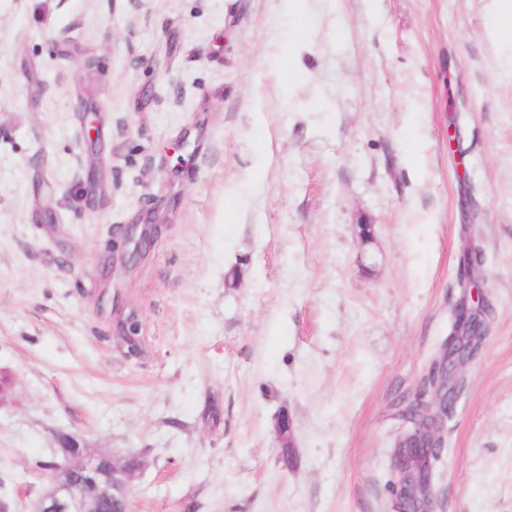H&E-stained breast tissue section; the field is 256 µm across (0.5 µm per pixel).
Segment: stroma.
Here are the masks:
<instances>
[{"label":"stroma","instance_id":"stroma-1","mask_svg":"<svg viewBox=\"0 0 512 512\" xmlns=\"http://www.w3.org/2000/svg\"><path fill=\"white\" fill-rule=\"evenodd\" d=\"M301 10L0 0L10 512H31L63 435L144 457L131 512H392L401 412L470 246L487 333L436 512H512V79L491 0ZM295 29L308 50L291 70ZM490 39L498 45L502 53L501 73L512 78V30L493 26L488 30Z\"/></svg>","mask_w":512,"mask_h":512}]
</instances>
